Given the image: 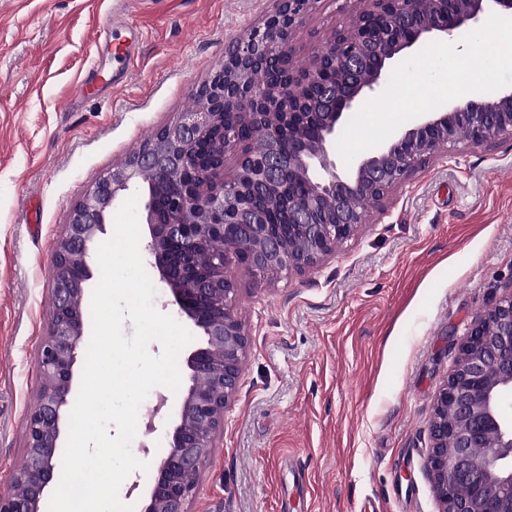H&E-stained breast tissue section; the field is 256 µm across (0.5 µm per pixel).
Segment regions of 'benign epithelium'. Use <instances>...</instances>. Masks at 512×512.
<instances>
[{
    "label": "benign epithelium",
    "instance_id": "1",
    "mask_svg": "<svg viewBox=\"0 0 512 512\" xmlns=\"http://www.w3.org/2000/svg\"><path fill=\"white\" fill-rule=\"evenodd\" d=\"M279 2L262 25L234 41L224 64L199 88L197 104L103 175L74 207L52 262V318L38 358L42 383L14 475L24 493L0 494V512H41L56 478L61 423L86 336L79 298L93 278L88 256L110 223L114 201L132 184L151 173L168 187L156 204L154 184L147 183L145 250L177 314L198 336L185 359L188 385L177 420L166 432V452L151 464L141 512H188L202 465L224 430V411L238 393L248 348L236 310L240 288L226 272L228 255L213 256L203 277L191 257L221 237L237 243L253 272L302 274L365 223L366 211L352 200H382L427 157L453 150L460 131L474 148L512 140L510 90L427 112L347 168L334 149L345 116L387 82L404 55L433 40L463 37L487 14L512 18V0H437L445 7L427 18L409 0H360L364 7L347 28L300 70L292 66L290 42L315 0ZM271 65L304 90L311 111H293L282 89L256 82V73ZM237 116L246 118L263 150L238 139L230 122ZM278 117L288 122L286 137L276 132ZM311 120L319 134L313 147L305 137ZM230 148L238 149V158L228 177L224 151ZM297 182L305 185L300 195ZM270 194L288 211L286 234L268 224L261 200ZM287 236L299 238L302 248L288 250ZM511 395L512 289L472 321L434 398L425 468L442 512H512V415L505 407Z\"/></svg>",
    "mask_w": 512,
    "mask_h": 512
}]
</instances>
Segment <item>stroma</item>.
Instances as JSON below:
<instances>
[{
  "label": "stroma",
  "instance_id": "stroma-1",
  "mask_svg": "<svg viewBox=\"0 0 512 512\" xmlns=\"http://www.w3.org/2000/svg\"><path fill=\"white\" fill-rule=\"evenodd\" d=\"M277 0H0V493L37 402L56 248L99 178L191 110L230 43ZM356 0H315L304 65ZM139 32L112 62V15ZM249 334L239 392L188 512H438L424 468L434 396L477 313L512 289V141L424 161L320 264L233 266ZM179 397L142 402L152 462Z\"/></svg>",
  "mask_w": 512,
  "mask_h": 512
}]
</instances>
